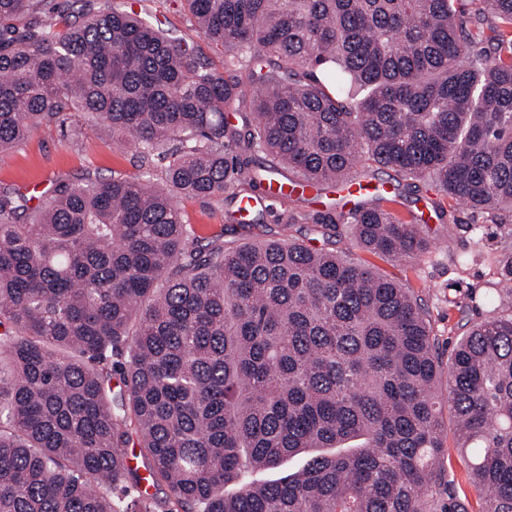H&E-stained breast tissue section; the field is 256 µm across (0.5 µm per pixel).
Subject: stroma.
Wrapping results in <instances>:
<instances>
[{
	"label": "stroma",
	"instance_id": "stroma-1",
	"mask_svg": "<svg viewBox=\"0 0 512 512\" xmlns=\"http://www.w3.org/2000/svg\"><path fill=\"white\" fill-rule=\"evenodd\" d=\"M125 7L150 15L155 25L177 36L188 32L181 0H123ZM94 172L105 177L138 174L139 160L133 148L118 144L105 123L75 113L65 126L42 125L31 131L13 151L0 153V185L43 191L59 180L76 179ZM393 170L374 173L376 181L391 185L395 212L403 219L423 215L431 240L429 251L414 259L393 261L363 251L351 235L349 225H339L336 247L350 257L366 261L380 272L410 288L429 312L440 356H447L466 322H477L488 311L486 297L494 288L499 269L493 254L500 251V239L512 230V217L503 224L491 223L487 216L458 205L444 192L428 183L406 187L392 182ZM176 205L196 235L219 237L233 246L248 240L269 237H308L312 245L323 246L316 230L288 225L282 220L280 204H263L264 220L246 228L229 223L224 214L232 210L229 196L205 202L177 199ZM465 263H457L458 255ZM444 483L434 492L438 503L449 497L468 500L469 512H481L482 501L472 481L466 454L457 448L454 436H447L443 455Z\"/></svg>",
	"mask_w": 512,
	"mask_h": 512
}]
</instances>
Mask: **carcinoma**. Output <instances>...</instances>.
Wrapping results in <instances>:
<instances>
[{"label":"carcinoma","instance_id":"carcinoma-1","mask_svg":"<svg viewBox=\"0 0 512 512\" xmlns=\"http://www.w3.org/2000/svg\"><path fill=\"white\" fill-rule=\"evenodd\" d=\"M183 2L221 67L132 10L70 23L0 0V150L88 112L141 159L35 205L0 186V512H435L447 430L417 300L334 249L204 244L175 199L359 185L370 163L512 214V0L467 17L455 0ZM303 195L282 202L290 224H350L395 261L429 249L379 197L306 214ZM493 260L494 302L512 243ZM448 402L482 512H512V314L457 341ZM302 452L301 471L251 479ZM143 481L169 497L128 494Z\"/></svg>","mask_w":512,"mask_h":512}]
</instances>
